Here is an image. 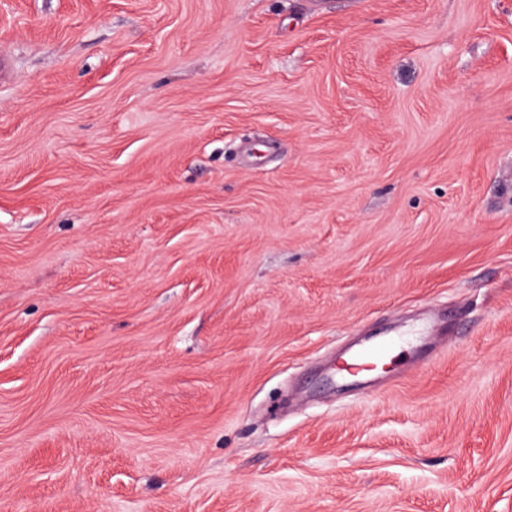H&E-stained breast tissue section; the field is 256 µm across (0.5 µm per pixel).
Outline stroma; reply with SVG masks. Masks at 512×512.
I'll use <instances>...</instances> for the list:
<instances>
[{"label": "stroma", "mask_w": 512, "mask_h": 512, "mask_svg": "<svg viewBox=\"0 0 512 512\" xmlns=\"http://www.w3.org/2000/svg\"><path fill=\"white\" fill-rule=\"evenodd\" d=\"M1 54L0 512H512V0H0ZM396 343L394 341H388L371 348L361 350L352 354V363L345 364L343 363L341 368H345L348 371H353L356 375L361 372L370 371L366 365L369 361L374 357H383L385 358L390 350V348L394 347Z\"/></svg>", "instance_id": "stroma-1"}]
</instances>
